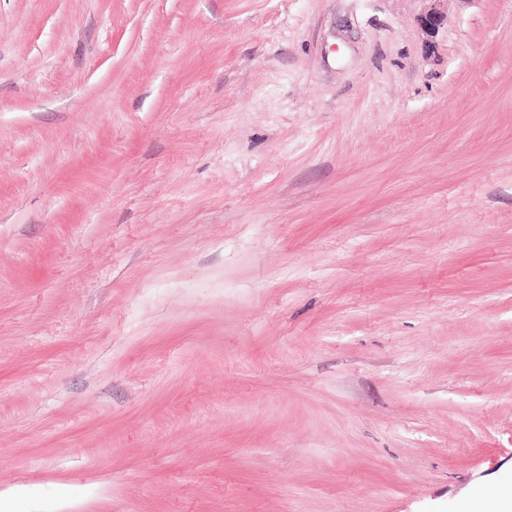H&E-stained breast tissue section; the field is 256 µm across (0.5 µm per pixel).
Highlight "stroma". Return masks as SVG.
I'll return each instance as SVG.
<instances>
[{
    "instance_id": "1",
    "label": "stroma",
    "mask_w": 512,
    "mask_h": 512,
    "mask_svg": "<svg viewBox=\"0 0 512 512\" xmlns=\"http://www.w3.org/2000/svg\"><path fill=\"white\" fill-rule=\"evenodd\" d=\"M0 0V512H460L512 480V0Z\"/></svg>"
}]
</instances>
